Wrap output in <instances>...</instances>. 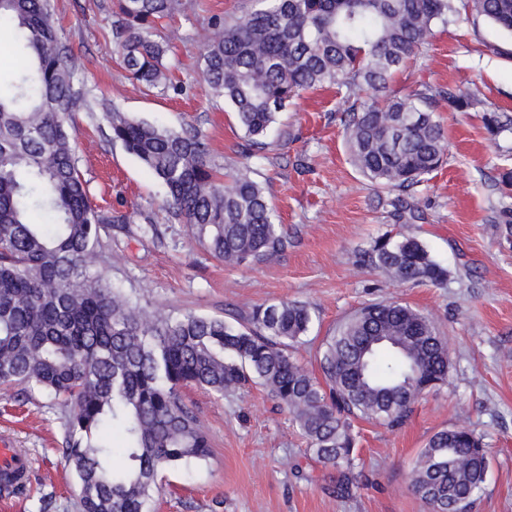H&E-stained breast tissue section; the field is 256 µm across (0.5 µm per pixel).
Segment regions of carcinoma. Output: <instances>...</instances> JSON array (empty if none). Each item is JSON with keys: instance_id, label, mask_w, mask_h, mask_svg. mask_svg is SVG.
Here are the masks:
<instances>
[{"instance_id": "obj_1", "label": "carcinoma", "mask_w": 512, "mask_h": 512, "mask_svg": "<svg viewBox=\"0 0 512 512\" xmlns=\"http://www.w3.org/2000/svg\"><path fill=\"white\" fill-rule=\"evenodd\" d=\"M460 1L512 35V0H255L245 18L216 20L203 36L202 73L259 149L288 104L336 87L353 164L390 195L391 220L411 224L425 207L412 189L446 151L435 107L444 100L461 111L471 101L451 88L388 89ZM191 8L192 0H112V44L131 82L173 86V46L157 28ZM0 21L25 59L0 92V389L36 387L68 409L63 454L80 512H148L162 473L210 457L209 436L181 395L187 386L220 397L263 386L319 462L346 468L339 489L350 492L353 421L398 427L425 391L448 382V343L433 318L398 301L363 306L323 339L320 381L288 353L311 326L306 304L257 306L237 325L132 305L96 270L112 216L92 205L77 166L79 63L51 0H0ZM105 111L112 140L160 180L172 215L214 257L249 266L285 250L264 188L243 172L224 179L199 133ZM359 262L397 281H448V268L410 234H384ZM488 467L482 439L456 425L429 438L410 485L429 512H457L477 502Z\"/></svg>"}]
</instances>
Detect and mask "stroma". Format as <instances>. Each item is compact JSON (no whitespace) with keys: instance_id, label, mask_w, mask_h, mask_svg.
I'll return each mask as SVG.
<instances>
[{"instance_id":"obj_1","label":"stroma","mask_w":512,"mask_h":512,"mask_svg":"<svg viewBox=\"0 0 512 512\" xmlns=\"http://www.w3.org/2000/svg\"><path fill=\"white\" fill-rule=\"evenodd\" d=\"M52 6L65 45L83 64L77 165L93 205L116 218L102 233L101 270L134 304L230 323L259 305L309 304L313 324L292 355L312 372L324 337L375 301L394 299L431 315L448 340V385L425 394L403 427L355 422L357 482L345 495L336 488V469L310 456L288 410L262 386L221 398L183 388L212 454L164 472L151 512H428L409 475L428 439L457 424L474 430L488 450L475 512H512V236L503 217L512 211V187L502 182L512 169V125L496 134L487 127L492 114L512 121V35L461 12L435 28L396 75L392 89L401 95L428 84L473 99L462 111L438 103L447 156L419 188L427 202L423 219L400 226L388 214L387 194L350 161L335 90L303 93L280 113L265 149L243 154L244 135L231 107L204 81L199 52L212 17H243L251 0H195L193 10L162 29L179 60L181 95L127 80L112 48L111 0ZM108 108L175 131L196 128L215 165L229 173L249 167L288 233L287 248L252 266L215 259L172 217L161 182L112 141ZM389 231L422 239L447 267V283L399 282L358 265L357 253ZM66 425V408L47 392H0V440L31 461L23 491L0 493V512H78L77 479L62 455Z\"/></svg>"}]
</instances>
